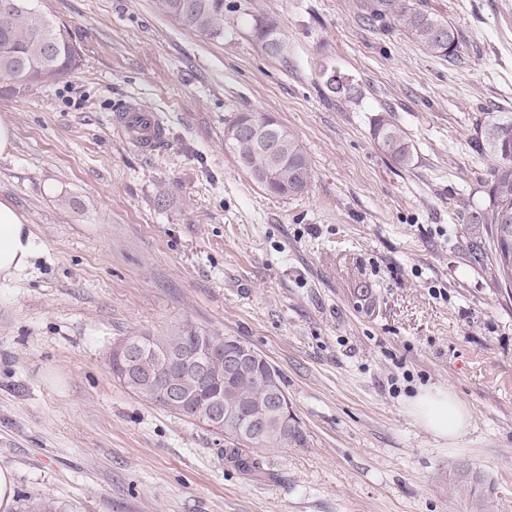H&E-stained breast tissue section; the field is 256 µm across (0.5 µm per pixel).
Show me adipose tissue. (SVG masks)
I'll list each match as a JSON object with an SVG mask.
<instances>
[{"instance_id":"obj_1","label":"adipose tissue","mask_w":512,"mask_h":512,"mask_svg":"<svg viewBox=\"0 0 512 512\" xmlns=\"http://www.w3.org/2000/svg\"><path fill=\"white\" fill-rule=\"evenodd\" d=\"M39 246L17 210L0 201V278L11 280L28 269ZM413 417L436 436L455 442L469 424V408L448 389H423L410 400Z\"/></svg>"}]
</instances>
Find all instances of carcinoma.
<instances>
[{
  "instance_id": "obj_1",
  "label": "carcinoma",
  "mask_w": 512,
  "mask_h": 512,
  "mask_svg": "<svg viewBox=\"0 0 512 512\" xmlns=\"http://www.w3.org/2000/svg\"><path fill=\"white\" fill-rule=\"evenodd\" d=\"M33 0H0V90L18 93L33 85L54 82L67 77L80 60L79 49L69 27L58 23L32 5ZM157 8L174 17L191 30L212 39L224 38L227 17L244 25L260 47L273 42L282 56L285 41L275 19L255 15L226 0H156ZM365 19L385 25L399 23L421 47L436 57L456 55V29L443 17L428 10L426 0H360ZM253 121L272 130V147L277 161L270 164L265 152L254 141L242 136L232 142L224 141L233 154L236 165L248 173L269 193L296 196L303 193L311 180V165L305 148L288 128L271 116L259 112H236L227 122L232 127ZM373 136L379 148L392 161L405 167L413 160L411 143L391 120L380 117L373 126ZM480 153L495 159L490 179L485 182V199L470 206L468 223L471 238L483 244L489 274L505 286H512V113L500 112L477 129ZM198 331L191 324L169 336H133L138 343L134 366L129 370L116 367L117 379L126 388L144 399L199 421H204L197 405L214 394L226 403H242L260 413L269 407L272 396L261 377L266 374V362L248 365L228 385L206 384L190 372L180 375L184 389L195 394L196 404L173 407L161 401L153 378L169 371L171 354L191 349L199 355L205 348L196 342ZM304 443L299 426L288 431L272 430L254 440L237 441L239 447L224 449L225 458L238 469L252 472L259 462L247 454V448L274 447Z\"/></svg>"
}]
</instances>
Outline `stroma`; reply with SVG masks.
<instances>
[{
    "instance_id": "stroma-1",
    "label": "stroma",
    "mask_w": 512,
    "mask_h": 512,
    "mask_svg": "<svg viewBox=\"0 0 512 512\" xmlns=\"http://www.w3.org/2000/svg\"><path fill=\"white\" fill-rule=\"evenodd\" d=\"M279 23L284 59L242 29L213 40L155 0H38L70 25L68 77L0 94L15 131L0 200L40 248L0 280V467L11 512H512V295L469 250L466 203L494 161L476 126L512 113V0H428L460 36L428 54L358 0H236ZM349 95L330 93L329 75ZM157 113L154 153L119 138ZM274 114L305 146L302 194L266 192L224 148L225 121ZM407 135L402 168L372 130ZM248 342L282 375L304 444L258 448L122 385L113 342L184 324ZM444 386L472 411L456 445L408 412ZM478 474L456 493L459 469ZM113 122L143 152L154 151L165 140V127L157 114L130 107L116 113ZM16 481L10 468L0 467V510L9 512L13 507Z\"/></svg>"
}]
</instances>
